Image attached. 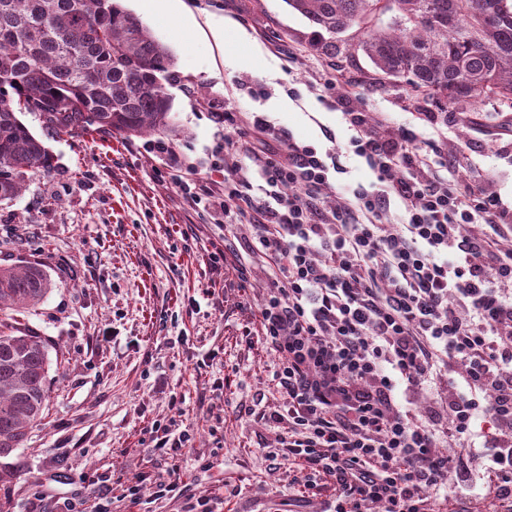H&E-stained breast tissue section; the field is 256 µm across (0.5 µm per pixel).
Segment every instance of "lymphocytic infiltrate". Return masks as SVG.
<instances>
[{
    "instance_id": "obj_1",
    "label": "lymphocytic infiltrate",
    "mask_w": 512,
    "mask_h": 512,
    "mask_svg": "<svg viewBox=\"0 0 512 512\" xmlns=\"http://www.w3.org/2000/svg\"><path fill=\"white\" fill-rule=\"evenodd\" d=\"M345 116L376 180L332 209L318 206L329 167L316 148L255 114L225 112L224 127L278 143L261 194L229 149L214 151L223 190L178 183L188 202L223 210L225 233L245 219L250 251L271 266L259 339L278 358L286 405L267 421L300 462L305 490L334 478V512H433L427 490L461 474L443 446L468 439L494 500L512 512V210L435 175L414 130ZM394 198L403 216L379 223ZM459 363L445 418L411 408L434 372Z\"/></svg>"
}]
</instances>
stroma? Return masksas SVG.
Masks as SVG:
<instances>
[{
    "label": "stroma",
    "mask_w": 512,
    "mask_h": 512,
    "mask_svg": "<svg viewBox=\"0 0 512 512\" xmlns=\"http://www.w3.org/2000/svg\"><path fill=\"white\" fill-rule=\"evenodd\" d=\"M184 2L201 27L215 24L223 34L202 38L175 19L142 15L137 0H121L175 58L166 89L181 139L129 140L117 131L48 139L54 170L0 204V264L39 260L54 282L38 310L17 322L58 355L46 417L6 459L16 477L0 483V512H62V498L71 496L91 512L97 488L81 483L83 474L121 478L112 512H181L184 498L152 494L169 460L159 443L183 431L192 440L182 450L180 481L221 512H329L333 489L300 493V466L270 457L278 432L260 418L284 403L276 359L256 338L270 266L254 258L243 284L234 261L212 264L211 252L224 245V216L188 206L174 180L179 172L222 187L224 171L211 154L224 135V110L263 113L319 153L342 152L344 170L330 173L320 196L328 208L375 179L349 152L341 109L321 97L324 81L339 76L349 108L413 129L421 145L438 146L439 175L512 207V112L488 101L464 118L406 84L376 86L363 55L335 72L309 50L311 25L284 0ZM291 88L297 97L288 96ZM456 453L474 479L449 484V493L493 512L478 449L461 443ZM202 460L208 469L199 468ZM137 475L134 503L122 484Z\"/></svg>",
    "instance_id": "1"
}]
</instances>
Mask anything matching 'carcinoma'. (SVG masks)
Returning <instances> with one entry per match:
<instances>
[{"label":"carcinoma","mask_w":512,"mask_h":512,"mask_svg":"<svg viewBox=\"0 0 512 512\" xmlns=\"http://www.w3.org/2000/svg\"><path fill=\"white\" fill-rule=\"evenodd\" d=\"M284 3L309 21L312 48L335 66L361 52L380 85L405 82L455 112H475L486 99L512 109V0ZM174 66L119 0L106 12L102 0H0V203L54 168L24 112L55 133L179 139L161 87ZM52 287L39 261L0 265V458L26 445L51 399L48 339L4 319L36 310Z\"/></svg>","instance_id":"carcinoma-1"}]
</instances>
